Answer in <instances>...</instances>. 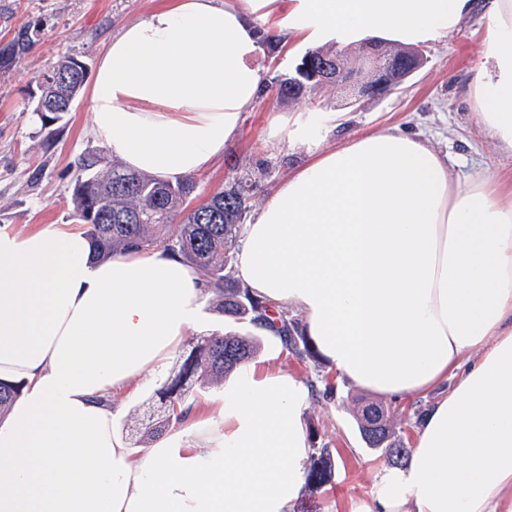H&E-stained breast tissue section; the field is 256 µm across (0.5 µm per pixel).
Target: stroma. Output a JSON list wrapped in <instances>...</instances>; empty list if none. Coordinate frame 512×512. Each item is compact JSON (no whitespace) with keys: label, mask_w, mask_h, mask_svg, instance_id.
<instances>
[{"label":"stroma","mask_w":512,"mask_h":512,"mask_svg":"<svg viewBox=\"0 0 512 512\" xmlns=\"http://www.w3.org/2000/svg\"><path fill=\"white\" fill-rule=\"evenodd\" d=\"M157 4L158 0H0V41L35 20L41 28L25 64L0 72V227L27 232L45 224L74 223L71 197L77 161L102 148L88 132L89 87H82L72 111L47 116L33 109L35 75L63 56L76 58L86 74H94L108 40L125 24L146 17ZM487 35V21L477 15L459 32L422 44L423 66L387 94L358 98L350 85L323 83L308 85L296 101L280 99L277 91L280 81L300 63L306 45L297 39L262 44L257 60L260 94L244 113L223 156L193 174L190 204L205 202L230 172L260 167L266 173L258 198L266 200L308 160L310 151L309 146L292 145L273 135V122L316 112L336 115V126L326 134L324 146L397 124L423 132L436 150L456 160L460 173L480 169L512 178V156L499 152L483 136L466 96L468 69ZM277 365L318 389L305 413L309 444L328 448L335 460L331 480L318 489L304 488L294 512H363L377 471L387 462L384 454L367 447L357 428L356 411L365 393L338 379L318 357L301 358L284 349ZM113 401L121 408L117 433L133 452L148 448L143 428L164 410L157 386L116 391Z\"/></svg>","instance_id":"35a3bbf8"}]
</instances>
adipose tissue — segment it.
Returning <instances> with one entry per match:
<instances>
[{"instance_id": "1", "label": "adipose tissue", "mask_w": 512, "mask_h": 512, "mask_svg": "<svg viewBox=\"0 0 512 512\" xmlns=\"http://www.w3.org/2000/svg\"><path fill=\"white\" fill-rule=\"evenodd\" d=\"M478 13L468 97L512 155V0H166L100 56L89 131L127 168L175 181L222 155L254 104L258 21L312 46H409ZM454 164L397 127L354 136L290 174L237 245L236 277L299 313L339 379L436 395L365 512H512V189ZM208 295L161 248L96 260L80 229L0 227V380L22 385L0 420V512H293L311 393L275 366V331L187 443L135 456L114 433L112 392L162 378Z\"/></svg>"}]
</instances>
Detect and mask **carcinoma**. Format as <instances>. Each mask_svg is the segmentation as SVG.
<instances>
[{
    "label": "carcinoma",
    "mask_w": 512,
    "mask_h": 512,
    "mask_svg": "<svg viewBox=\"0 0 512 512\" xmlns=\"http://www.w3.org/2000/svg\"><path fill=\"white\" fill-rule=\"evenodd\" d=\"M39 33L35 24L15 31L8 43L10 62L1 64L0 70L21 64L36 45ZM307 55L318 65H329L333 75L338 70L359 73L357 69L345 67L337 53L312 50ZM52 71L62 75L63 81H37L40 91L37 100L45 101V106L35 107L36 112L66 110L68 103L78 96L85 80L84 67L72 57L52 66ZM78 167L81 176L76 178L72 193L73 213L79 223L87 225V235L94 242L97 258L107 259L129 248H163L204 273L224 314L251 323L260 320L276 328L285 347L299 353L298 322L288 318L287 312L255 298L234 275L236 242L265 171L235 173L227 177L220 191L188 211L182 205L194 189L189 180L173 185L146 174L110 166L103 150L81 158ZM93 208L98 214L106 213V218L99 222L90 220L87 213ZM176 219L179 220L177 225L173 224ZM172 224L175 231L160 236V231ZM256 349V338L249 335L212 333L201 337L200 343L188 354L179 356L178 371L159 391L160 398L167 403V412L148 428L146 436L154 437L184 422L185 412L181 405L195 379L203 374L223 378L251 359ZM19 391L18 384L0 382V412L10 406ZM356 419L368 447L384 449L387 458L394 463L407 458L408 448L393 439L387 410L377 404H366L358 411ZM372 423L377 425V430L370 429ZM332 467L329 450L314 449L307 483L316 487L326 484Z\"/></svg>",
    "instance_id": "1"
}]
</instances>
